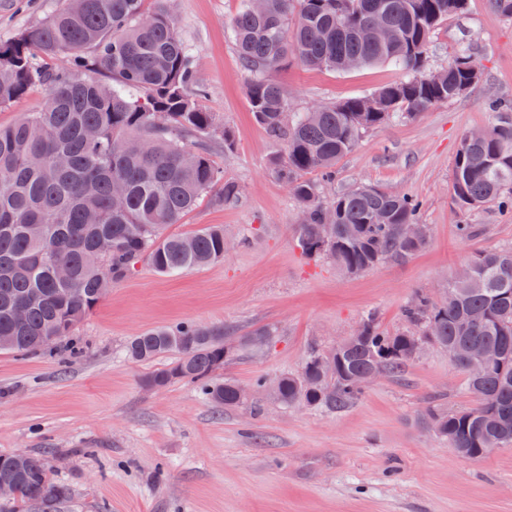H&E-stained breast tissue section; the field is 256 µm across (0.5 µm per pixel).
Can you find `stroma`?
Masks as SVG:
<instances>
[{
    "label": "stroma",
    "mask_w": 512,
    "mask_h": 512,
    "mask_svg": "<svg viewBox=\"0 0 512 512\" xmlns=\"http://www.w3.org/2000/svg\"><path fill=\"white\" fill-rule=\"evenodd\" d=\"M65 0H0V41L36 27ZM166 7L206 86L204 101L232 150L211 157L242 190L236 205L198 202L172 225L188 233L224 227L234 246L223 259L162 276L139 261L130 277L79 325V356L0 353V455H44L50 479L67 486L61 512H512V446L471 461L441 443L420 419L428 401L466 408L472 401L446 352L424 350L400 378L382 376L344 411L283 407L252 398L225 410L193 385L148 392V368L124 353L131 336L179 323L220 326L230 336L273 332L260 352L235 351L223 377L242 388L298 371L313 349L327 350L376 312L389 332L419 292L443 296L472 255L512 247V213L459 208L451 175L462 138L496 121L483 105L512 99V19L491 0H468L429 47L430 64L447 65L460 50L481 79L454 101L366 131L336 166L342 191L377 186L422 203L430 226L422 251L356 276L306 258L294 226L300 208L275 174L284 154L259 126L247 97L248 74L232 45L229 21L240 0H143ZM388 63L350 71H314L289 60L274 74L291 111L373 93L401 80ZM476 231L459 237L457 225Z\"/></svg>",
    "instance_id": "obj_1"
}]
</instances>
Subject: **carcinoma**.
I'll use <instances>...</instances> for the list:
<instances>
[{"mask_svg":"<svg viewBox=\"0 0 512 512\" xmlns=\"http://www.w3.org/2000/svg\"><path fill=\"white\" fill-rule=\"evenodd\" d=\"M465 9L466 0H262L257 10L253 0H241L231 20L233 44L251 76V112L284 146L276 173L300 205L295 233L305 256L327 259L351 277L409 259L427 244L430 228L420 220L418 198L357 187L325 206L319 185L304 175L317 171L332 183L336 163L364 132L452 101L479 82V67L465 53L437 74H423L431 36ZM382 24L391 33L386 40L372 35ZM290 56L316 70L392 63L405 78L292 114L284 88L270 77ZM39 57L65 64L46 67ZM35 85L46 90L39 109L0 128V337H10L6 352L17 355L47 349L43 337L51 332L60 342L73 335L100 303L97 289L127 278L143 258L163 275L223 259L224 225L186 234L168 228L217 186L220 205L241 195L209 150L216 139L231 150L234 140L203 107L206 90L165 10L146 12L142 0H68L42 25L0 42V107ZM485 106L499 117L483 139L461 140L453 199L467 210L512 209V108L498 99ZM325 224L333 229L327 242ZM406 224L418 226L417 238L405 237ZM466 267L468 277L454 280L443 298L418 293L404 306L406 330L389 334L368 313L335 348L309 353L299 373L258 386L282 405L334 413L358 399L372 374L401 377L431 346L448 353L477 400L460 410L428 403L421 417L435 436L465 459L511 445L512 248L481 252ZM30 297L28 316L17 320L14 303ZM272 340L262 330L238 343L261 350ZM229 342L222 327L181 323L131 337L125 352L142 364L172 356L144 376L145 390L183 381L231 409L243 399L235 382L220 378ZM476 350L495 357L475 367ZM328 360L330 374L323 368ZM1 479L14 484L16 495L0 512L29 504L58 512L70 496L51 481L39 453L20 463L1 455Z\"/></svg>","mask_w":512,"mask_h":512,"instance_id":"carcinoma-1","label":"carcinoma"}]
</instances>
